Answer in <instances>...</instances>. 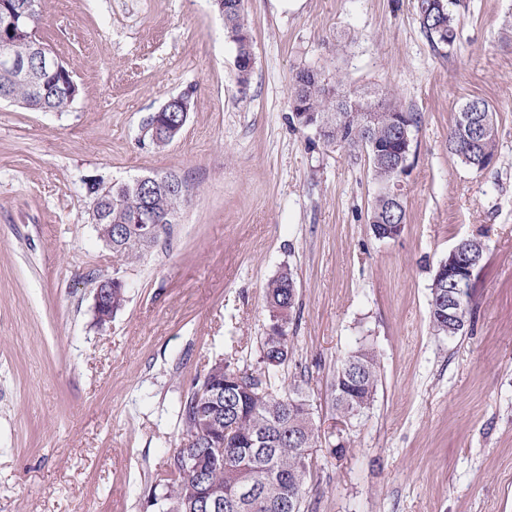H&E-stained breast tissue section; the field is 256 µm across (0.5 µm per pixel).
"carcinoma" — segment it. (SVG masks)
<instances>
[{
    "label": "carcinoma",
    "instance_id": "1",
    "mask_svg": "<svg viewBox=\"0 0 512 512\" xmlns=\"http://www.w3.org/2000/svg\"><path fill=\"white\" fill-rule=\"evenodd\" d=\"M215 9H223L226 35L249 31L243 0H213ZM450 0H418L420 24L435 47L452 48L457 37L456 17L449 9ZM36 33L27 30L8 35L0 42L18 58L29 54ZM43 96L23 83L5 89L0 95L19 107L37 112H66L73 101L65 85L73 76L66 65ZM321 77L304 80L298 72L291 85V98L302 99L305 110L326 121L327 133L322 140L329 148L343 147L351 152H365L375 179L381 186L368 218L372 231L382 224H406V209L391 185L395 176L387 155L401 149V124L407 131L418 126V114L392 100H378V123L366 128L360 110L368 102L348 96L344 101L325 93ZM180 114L164 113L162 125L152 144L163 149L171 143L166 130L178 125ZM498 149L497 113L488 101L474 97L463 102L448 129V151L462 164L483 170L496 158ZM100 206L104 224L123 232L112 234V253L125 264L140 262L158 240H146L138 230L125 226L127 219L149 206L155 212L176 219L184 206L183 199L166 187L148 194L134 188H91ZM294 276L284 268L265 285L269 324L261 338L257 365L241 370L230 362L213 365L196 383L194 390L180 400L181 429L174 443L168 468L157 475L154 488L162 490L160 499L172 512H198L185 494L187 485L206 478V482L234 495L250 488L245 505L234 508L224 502L222 512H304L302 504L310 476L313 449L319 434L313 404L304 395L305 381L280 382L278 373L291 355L288 334L297 304ZM112 309L121 310L127 301V284L120 276L112 277ZM448 285L440 272L431 283L429 320L438 336H459L471 321L469 304L461 307V318L448 320ZM379 382V358L375 349L361 345L341 361L330 383L334 410L342 416L353 409H370ZM192 454L205 461L204 472L184 468V458Z\"/></svg>",
    "mask_w": 512,
    "mask_h": 512
}]
</instances>
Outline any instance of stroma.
<instances>
[{"mask_svg":"<svg viewBox=\"0 0 512 512\" xmlns=\"http://www.w3.org/2000/svg\"><path fill=\"white\" fill-rule=\"evenodd\" d=\"M466 3L448 51L416 0H245L243 84L211 0H41L40 35L80 96L62 113L0 102V512H159L180 397L216 359L255 367L265 285L285 268L298 307L281 378L305 379L320 433L305 512H512V0ZM304 68L419 114L398 238L370 230L367 156L294 127ZM182 93L187 123L156 148L146 122ZM473 97L499 123L482 171L448 150ZM169 171L194 201L122 265L91 222L88 180ZM473 236L487 250L472 323L434 335L432 277ZM115 274L127 302L100 326L94 288ZM362 342L380 380L341 428L329 384ZM231 39H234V40L235 39H238V40L241 39L242 42H243L240 45H238L235 42L231 41L236 46L237 54L239 53V54H242V55H245V56L251 55L250 59L243 58V57H237L236 58V66H237V68L239 70L241 81L244 84L248 80V77L250 75V72H251V69H252V65H253L252 41L249 44H244V43H247L248 40L250 39V36L248 34L246 35L244 33H240L237 36L232 35Z\"/></svg>","mask_w":512,"mask_h":512,"instance_id":"1","label":"stroma"}]
</instances>
